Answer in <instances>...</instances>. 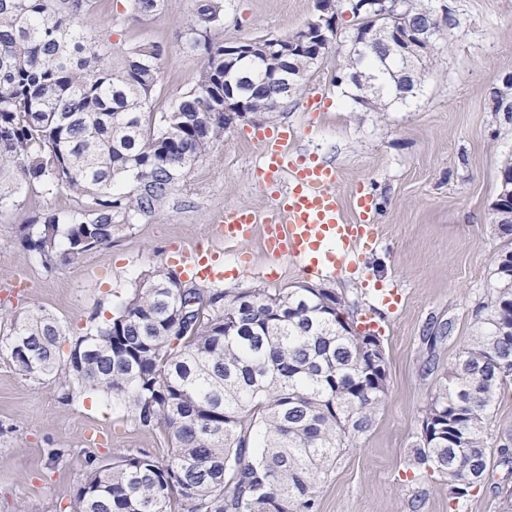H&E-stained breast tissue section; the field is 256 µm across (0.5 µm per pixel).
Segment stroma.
<instances>
[{"instance_id": "obj_1", "label": "stroma", "mask_w": 512, "mask_h": 512, "mask_svg": "<svg viewBox=\"0 0 512 512\" xmlns=\"http://www.w3.org/2000/svg\"><path fill=\"white\" fill-rule=\"evenodd\" d=\"M451 9L431 53L427 77L407 106L373 112L336 77L350 50L355 20L342 15L332 51L283 107L239 122L186 174L153 215L79 263L45 270L22 244V229L47 209L72 207L69 195L21 190L0 206V308H43L69 335H82L93 314L111 316L139 281L165 263L170 245L217 244L214 222L231 206L266 211L269 193L253 170L257 131L289 126L298 154L336 166V191L350 221L353 193L374 196L379 239L364 257V274L305 275L296 262L272 260L261 239L249 246L252 274L224 281L225 291L294 285L336 289L359 331H375L387 358L389 389L376 420L344 448L321 484L320 512H501L512 493V385L498 396L484 482L466 501L452 500L438 475L407 469L421 434L423 410L472 334L476 308L491 297L495 260L503 248L492 222L503 160L512 156V0H433ZM314 0H224V41L286 36L310 17ZM193 0H167L147 19L128 0H107L95 25L111 29L116 51L142 41L163 45L161 112L195 83L200 62L182 47ZM321 92L323 111L308 109ZM395 285L396 310L381 303L376 284ZM145 451L164 455L165 442L120 407L95 394L63 399L48 377L24 374L0 349V512H72L87 459L108 463Z\"/></svg>"}]
</instances>
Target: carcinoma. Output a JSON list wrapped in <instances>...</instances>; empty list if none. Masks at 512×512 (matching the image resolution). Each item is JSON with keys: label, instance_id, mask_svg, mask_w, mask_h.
<instances>
[{"label": "carcinoma", "instance_id": "obj_1", "mask_svg": "<svg viewBox=\"0 0 512 512\" xmlns=\"http://www.w3.org/2000/svg\"><path fill=\"white\" fill-rule=\"evenodd\" d=\"M100 2L0 0V172L14 173L0 176V205L25 185L78 204L24 227L26 248L48 270L154 214L226 129L224 0H194L183 47L202 60L197 80L158 120L149 102L164 48L138 43L112 66V31L92 29ZM165 2L131 0V10L146 18ZM431 2L405 0V18H430ZM316 54L285 67L305 77ZM357 66L389 103H408L424 82L393 81V57L368 52ZM233 81L261 114L285 101L257 62L239 61ZM498 234L491 300L426 405L408 457L410 468L448 482L455 500L485 479L493 405L512 382V223ZM2 322L0 342L20 371L52 378L66 397L103 395L167 442L161 458L87 462L74 512H319L324 476L341 448L369 432L388 391L379 337L357 332L329 288H189L162 266L75 339L41 308L0 310Z\"/></svg>", "mask_w": 512, "mask_h": 512}]
</instances>
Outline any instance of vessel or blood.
<instances>
[{
	"label": "vessel or blood",
	"mask_w": 512,
	"mask_h": 512,
	"mask_svg": "<svg viewBox=\"0 0 512 512\" xmlns=\"http://www.w3.org/2000/svg\"><path fill=\"white\" fill-rule=\"evenodd\" d=\"M296 138L293 129L261 134L255 176L273 190L272 206L263 213L225 208L215 231L225 244L237 247L261 237L269 256L290 258L309 275L357 272L365 249L378 239L373 199L357 190L353 204L360 221L350 223L336 193L335 166L301 158L292 148ZM175 262L198 279L216 282L225 275L223 254L200 246L179 248Z\"/></svg>",
	"instance_id": "vessel-or-blood-1"
}]
</instances>
